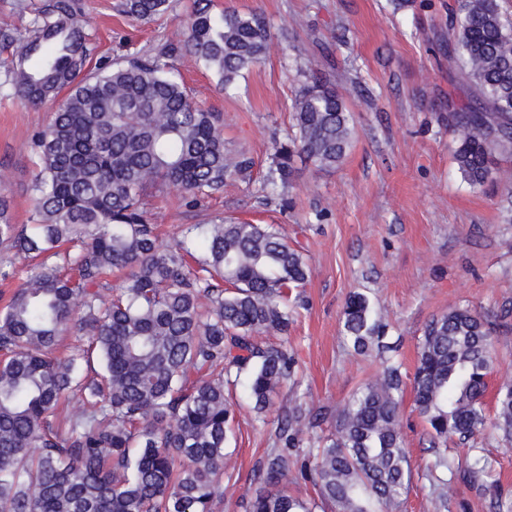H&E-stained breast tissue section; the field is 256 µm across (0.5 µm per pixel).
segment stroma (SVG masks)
I'll list each match as a JSON object with an SVG mask.
<instances>
[{"label": "stroma", "mask_w": 512, "mask_h": 512, "mask_svg": "<svg viewBox=\"0 0 512 512\" xmlns=\"http://www.w3.org/2000/svg\"><path fill=\"white\" fill-rule=\"evenodd\" d=\"M94 60L154 54L182 39L197 0H169L148 22L122 13L120 0H80ZM455 0H213L214 11L257 13L273 36L266 59L235 90L188 58L174 67L194 100L219 113L224 139L254 161L249 177L227 181L222 192L189 207L175 191L149 190L146 208L163 239L182 225L217 215L282 225L304 253L310 272L306 302L292 317L286 346L297 360L295 382L274 398L267 422L242 411L229 451L235 470L224 482L219 512H246L257 484L253 471L272 447L269 420L295 394L311 408L335 410L367 378L381 371L376 352L346 344L342 311L351 293L381 312L385 340L406 371L427 322L456 307H472L496 325L497 389L512 377V181L481 187L462 178L453 159L449 103H466L472 90L461 76L448 27ZM322 80L351 101L356 134L345 161L316 169L295 159L284 200L267 198L262 182L275 143L292 133L293 103L308 81L305 57ZM53 105L31 106L0 97V197L13 223H28L30 187L38 159L32 140L49 124ZM401 426L412 483L397 512H436L428 467L434 460L413 394L404 391ZM490 458L492 471L475 488L448 476L443 512H495L498 494L512 496V444L483 432L469 442Z\"/></svg>", "instance_id": "obj_1"}]
</instances>
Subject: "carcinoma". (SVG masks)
Returning <instances> with one entry per match:
<instances>
[{
	"label": "carcinoma",
	"mask_w": 512,
	"mask_h": 512,
	"mask_svg": "<svg viewBox=\"0 0 512 512\" xmlns=\"http://www.w3.org/2000/svg\"><path fill=\"white\" fill-rule=\"evenodd\" d=\"M124 7L149 21L168 0ZM449 25L473 92L452 115L454 159L468 184L482 185L498 179L493 156L512 154V24L499 0H457ZM0 37L21 43L0 97L57 103L32 144L33 224L11 223L0 201V242L41 259L0 310V512H217L239 407L226 391L241 387L267 423L295 360L262 338L288 335L290 306L301 305L289 292L309 265L280 224L218 216L162 243L143 197L165 187L195 203L249 174L251 159L226 144L217 113L193 101L172 59L188 55L227 91L264 61L269 26L256 13L204 5L182 44L92 67L78 0H49L25 32ZM293 120L294 135L274 145L273 195L288 188L294 157L333 168L355 137L347 96L321 82L300 91ZM114 271L123 274L116 290ZM343 326L355 352L374 348L384 366L336 408L320 446L306 449L317 497L288 493L292 449L325 418L297 395L272 422L276 447L254 473L260 490L247 512H394L407 492L401 364L387 356L385 326L366 296H349ZM494 330L457 307L432 317L419 339L410 381L440 485L455 470L441 446L485 428ZM72 331L85 343L56 356ZM493 427L512 441L511 378L497 388ZM490 468L475 454L466 473L476 483Z\"/></svg>",
	"instance_id": "carcinoma-1"
}]
</instances>
